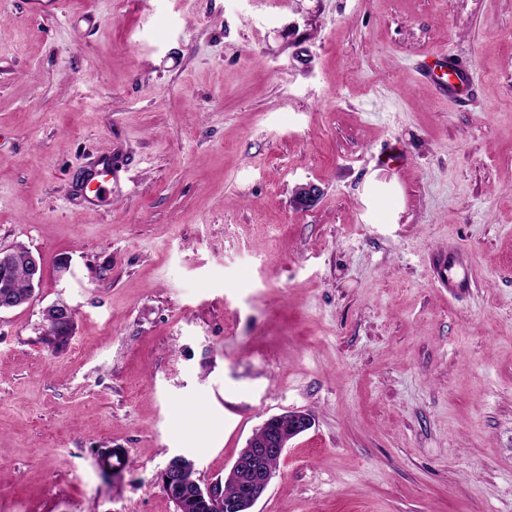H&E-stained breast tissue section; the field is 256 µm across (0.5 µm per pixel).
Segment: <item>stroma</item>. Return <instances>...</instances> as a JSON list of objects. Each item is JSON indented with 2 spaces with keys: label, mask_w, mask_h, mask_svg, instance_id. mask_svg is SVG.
Returning a JSON list of instances; mask_svg holds the SVG:
<instances>
[{
  "label": "stroma",
  "mask_w": 512,
  "mask_h": 512,
  "mask_svg": "<svg viewBox=\"0 0 512 512\" xmlns=\"http://www.w3.org/2000/svg\"><path fill=\"white\" fill-rule=\"evenodd\" d=\"M28 2L0 0V250L43 279L0 313V512H175L172 456L210 485L291 410L254 512H512V0ZM420 74L435 84L448 100L457 102L468 91L471 79L454 60L446 56H437L432 64L424 62L419 66ZM437 69L441 73H437Z\"/></svg>",
  "instance_id": "stroma-1"
}]
</instances>
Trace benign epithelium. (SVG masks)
Listing matches in <instances>:
<instances>
[{"label": "benign epithelium", "instance_id": "obj_1", "mask_svg": "<svg viewBox=\"0 0 512 512\" xmlns=\"http://www.w3.org/2000/svg\"><path fill=\"white\" fill-rule=\"evenodd\" d=\"M75 314L74 309L65 301L60 300L43 310V318L70 321ZM283 417H269L261 426V436L250 438L246 446L231 467L228 478L234 479L240 486L239 498L224 502V512H238L240 509L250 510L266 493L276 469L269 467L272 459H281L290 441L312 427V418L302 411L288 413V427L282 425ZM194 461L184 455H175L169 459L160 471L159 479L164 487L178 489L190 485L197 497L219 498L216 484L206 487L193 478Z\"/></svg>", "mask_w": 512, "mask_h": 512}]
</instances>
